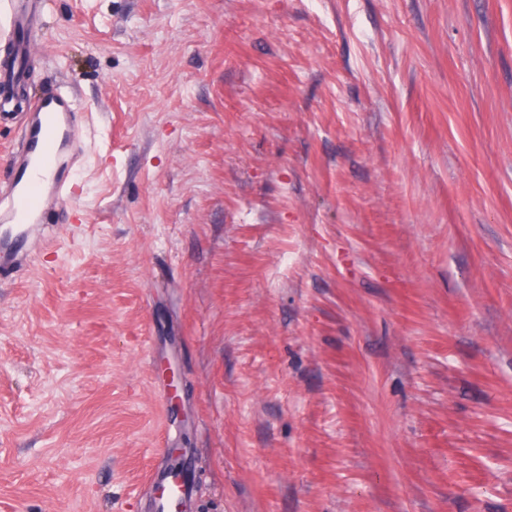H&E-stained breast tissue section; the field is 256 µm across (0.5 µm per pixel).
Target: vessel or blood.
Wrapping results in <instances>:
<instances>
[{
  "instance_id": "vessel-or-blood-1",
  "label": "vessel or blood",
  "mask_w": 512,
  "mask_h": 512,
  "mask_svg": "<svg viewBox=\"0 0 512 512\" xmlns=\"http://www.w3.org/2000/svg\"><path fill=\"white\" fill-rule=\"evenodd\" d=\"M6 8L10 21L0 27V41L20 57L28 44L29 12L20 0H6ZM82 124L74 95L56 93L28 103L21 137L7 158L10 176L0 183V223L5 226L1 233L14 252L13 259L0 265V274L9 275L23 265L41 242L52 202L69 198L72 189L61 172L82 148ZM149 484L158 491L162 507L188 494L185 486L172 484L164 470L153 472Z\"/></svg>"
}]
</instances>
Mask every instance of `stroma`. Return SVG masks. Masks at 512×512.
<instances>
[{
    "label": "stroma",
    "mask_w": 512,
    "mask_h": 512,
    "mask_svg": "<svg viewBox=\"0 0 512 512\" xmlns=\"http://www.w3.org/2000/svg\"><path fill=\"white\" fill-rule=\"evenodd\" d=\"M32 2L89 129L0 281V512H150L165 431L197 512H512V0Z\"/></svg>",
    "instance_id": "35a3bbf8"
}]
</instances>
